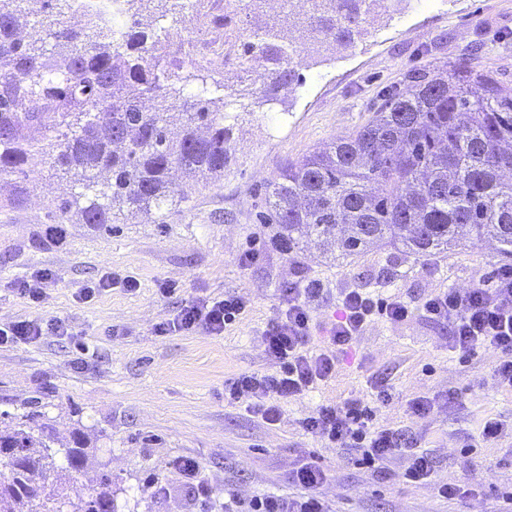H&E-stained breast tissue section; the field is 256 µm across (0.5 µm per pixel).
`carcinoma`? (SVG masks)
<instances>
[{
	"instance_id": "obj_1",
	"label": "carcinoma",
	"mask_w": 512,
	"mask_h": 512,
	"mask_svg": "<svg viewBox=\"0 0 512 512\" xmlns=\"http://www.w3.org/2000/svg\"><path fill=\"white\" fill-rule=\"evenodd\" d=\"M157 2L146 16L135 4ZM0 0V187L22 205L36 162L79 191L58 200L53 224H114L115 211H161L176 201L173 172L224 175L240 115L224 111L229 87L219 68L193 66L171 83L172 43L161 19L183 0ZM265 0L246 8L258 25L241 42L248 67L238 99L273 109L298 84L296 43L351 45L385 0H301L295 12L263 19ZM82 11L77 28L63 17ZM131 21H126L127 17ZM512 86L489 72L422 68L404 87L382 92L354 133L285 165L268 193L269 221L294 251L357 255L391 241L432 255L490 236L512 259ZM36 414L0 426V512H118L112 474L89 479L86 497L45 500L41 482L65 484L84 468L81 433L55 447L50 425L31 433Z\"/></svg>"
}]
</instances>
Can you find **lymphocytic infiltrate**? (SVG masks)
Listing matches in <instances>:
<instances>
[{"label": "lymphocytic infiltrate", "mask_w": 512, "mask_h": 512, "mask_svg": "<svg viewBox=\"0 0 512 512\" xmlns=\"http://www.w3.org/2000/svg\"><path fill=\"white\" fill-rule=\"evenodd\" d=\"M321 292L320 282L313 278L298 279L285 288L277 317L260 334L270 371L242 374L225 382V402L244 406L264 424H277L285 404L335 375L342 356L370 322L401 321L412 312L401 298L352 289L340 297V315L331 323L322 347L313 350L309 347L313 333L309 308ZM422 308L431 318L451 324L450 349L460 361H472L482 352L498 354L492 376L499 388L512 391V270H503L496 279L474 288L439 291L427 297ZM245 309L243 297L234 294L194 301L171 321L159 324L156 332L161 336L174 332L218 336ZM49 331L64 336L68 327L59 318L17 321L0 327V345L33 342ZM392 399L391 388L383 383L374 403L352 396L323 404L302 418L301 427L313 437L354 451L359 467L382 473L387 463L401 456L406 461L405 482L433 485L438 496L447 500L460 496L459 485L438 477L429 451L411 448L405 433L377 423L376 405L389 404ZM327 480L323 467L310 460L288 473V483L297 488V495L269 494L247 500L233 496L225 512H330L320 492Z\"/></svg>", "instance_id": "obj_1"}]
</instances>
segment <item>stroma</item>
Returning <instances> with one entry per match:
<instances>
[{"mask_svg":"<svg viewBox=\"0 0 512 512\" xmlns=\"http://www.w3.org/2000/svg\"><path fill=\"white\" fill-rule=\"evenodd\" d=\"M224 2L202 0L199 13L165 20L181 67L224 50ZM464 64L512 85V0H400L372 13L354 45L315 56L299 48L294 67L302 78L284 107L255 109L233 130L231 160L223 177L180 180V204L119 223L69 224L65 243L47 237L48 206L71 196L73 183L35 165L30 192L19 207L0 209V327L25 319L62 318L69 333H46L26 344L0 345V412L31 410L53 428L56 444L80 432L88 446L82 474L66 488L46 480L49 499L85 497L90 477L111 473L119 512H224L229 496L296 495L288 471L314 456L329 474L321 493L331 512H507L512 490V391L497 387L498 357L487 352L469 363L448 351V324L420 305L434 292L486 283L503 261L490 242L468 243L419 257L382 245L353 258L323 254L308 245L292 254L260 252L249 265L242 255L280 227L263 220L265 196L284 162H296L366 123L385 87L411 71ZM54 278L42 302L21 298L17 279L40 269ZM134 277L130 291L117 284L93 301L81 288L104 274ZM320 279L312 303L318 328L336 314L339 297L353 288L396 295L414 308L401 322L370 323L330 381L285 407L274 426L225 404L224 383L269 364L259 334L280 307L283 288L298 277ZM170 282L173 293L160 294ZM235 294L249 307L220 336L175 333L156 325L185 304ZM394 392L378 419L409 430L417 448L433 453L439 475L464 485L459 498H440L432 486L400 477L402 460L380 474L353 464L351 451L307 435L301 418L318 405L352 395L371 397L378 381ZM455 404H447L448 392ZM435 398L434 411L410 417L407 402ZM511 430L492 447L478 444L482 419ZM196 458L208 486L207 501L179 474V457Z\"/></svg>","mask_w":512,"mask_h":512,"instance_id":"1","label":"stroma"}]
</instances>
